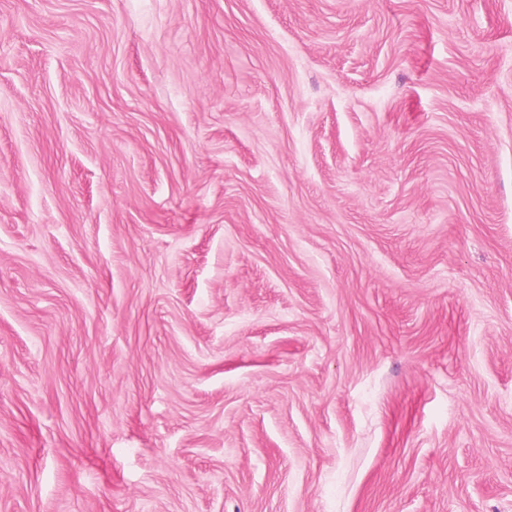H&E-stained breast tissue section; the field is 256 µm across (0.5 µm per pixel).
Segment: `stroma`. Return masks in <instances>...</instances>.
<instances>
[{"mask_svg": "<svg viewBox=\"0 0 512 512\" xmlns=\"http://www.w3.org/2000/svg\"><path fill=\"white\" fill-rule=\"evenodd\" d=\"M0 512H512V0H0Z\"/></svg>", "mask_w": 512, "mask_h": 512, "instance_id": "35a3bbf8", "label": "stroma"}]
</instances>
